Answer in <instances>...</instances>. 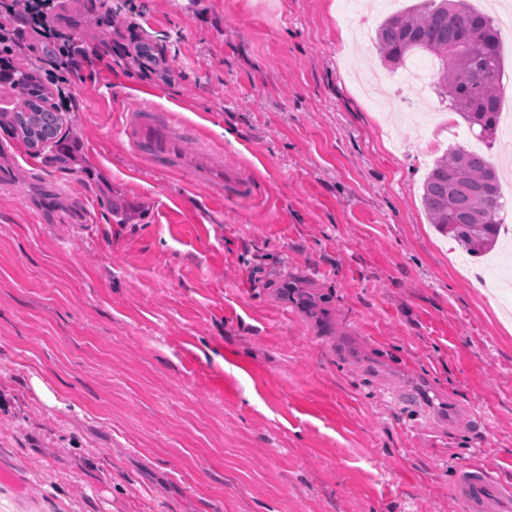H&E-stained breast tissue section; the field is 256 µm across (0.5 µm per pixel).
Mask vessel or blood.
<instances>
[{
	"label": "vessel or blood",
	"mask_w": 512,
	"mask_h": 512,
	"mask_svg": "<svg viewBox=\"0 0 512 512\" xmlns=\"http://www.w3.org/2000/svg\"><path fill=\"white\" fill-rule=\"evenodd\" d=\"M123 134L131 146L160 167L187 171L198 184L222 181L228 200L241 202L254 193L252 179L234 156L223 154L210 144L199 148L194 156L184 153V139L199 137L200 131L175 113L152 104L136 103L125 116ZM454 497L457 512H512V486L476 466L461 472Z\"/></svg>",
	"instance_id": "vessel-or-blood-1"
}]
</instances>
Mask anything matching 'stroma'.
<instances>
[{
	"label": "stroma",
	"mask_w": 512,
	"mask_h": 512,
	"mask_svg": "<svg viewBox=\"0 0 512 512\" xmlns=\"http://www.w3.org/2000/svg\"><path fill=\"white\" fill-rule=\"evenodd\" d=\"M122 66L86 69L32 150L0 82V512H456L512 483V320L422 184L450 148L341 0H134ZM166 43L142 80L141 44ZM137 102L255 181L164 173ZM453 494L458 512L512 511V487L477 466L460 473Z\"/></svg>",
	"instance_id": "stroma-1"
}]
</instances>
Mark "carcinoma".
<instances>
[{
    "label": "carcinoma",
    "instance_id": "carcinoma-1",
    "mask_svg": "<svg viewBox=\"0 0 512 512\" xmlns=\"http://www.w3.org/2000/svg\"><path fill=\"white\" fill-rule=\"evenodd\" d=\"M377 46L393 69L413 52L437 62L434 89L448 97L452 109L478 136L493 143L499 124L504 60L493 18L468 0H420L386 18L377 31ZM13 82L25 95L17 129L30 148L41 140L58 142L55 132L63 116L43 107L31 93L36 71L14 72ZM422 201L436 227L472 257L491 252L500 236L504 208L495 167L483 156L462 147L437 158L423 183Z\"/></svg>",
    "mask_w": 512,
    "mask_h": 512
}]
</instances>
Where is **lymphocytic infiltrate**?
<instances>
[{
    "label": "lymphocytic infiltrate",
    "instance_id": "obj_1",
    "mask_svg": "<svg viewBox=\"0 0 512 512\" xmlns=\"http://www.w3.org/2000/svg\"><path fill=\"white\" fill-rule=\"evenodd\" d=\"M58 4L59 0H8L0 13V68H11L14 59L32 55L34 47L26 43V33L39 36L50 53L48 75L54 105L62 110L86 67L99 61L109 68L125 60V39L135 30L128 16L135 7L131 0H124L120 7L108 12L104 20L107 33L99 47L89 50L56 23Z\"/></svg>",
    "mask_w": 512,
    "mask_h": 512
}]
</instances>
